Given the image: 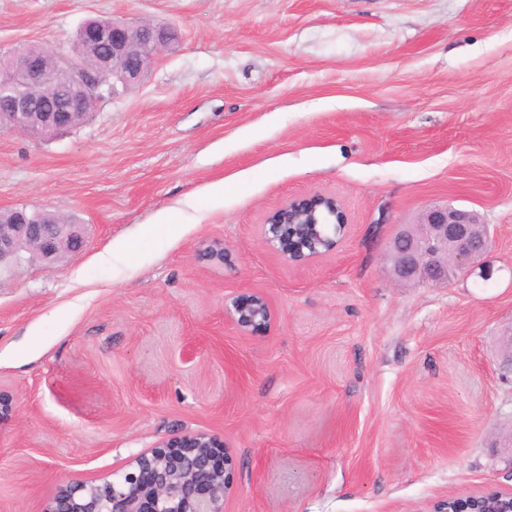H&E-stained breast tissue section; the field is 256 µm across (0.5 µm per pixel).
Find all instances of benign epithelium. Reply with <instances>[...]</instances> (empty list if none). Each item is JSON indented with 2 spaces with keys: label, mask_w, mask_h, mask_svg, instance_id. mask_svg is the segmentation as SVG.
Listing matches in <instances>:
<instances>
[{
  "label": "benign epithelium",
  "mask_w": 512,
  "mask_h": 512,
  "mask_svg": "<svg viewBox=\"0 0 512 512\" xmlns=\"http://www.w3.org/2000/svg\"><path fill=\"white\" fill-rule=\"evenodd\" d=\"M173 40L167 24L114 19L87 23L75 46L54 54V66L17 50L0 53V130L39 135L72 128L98 110L106 90L90 72L83 47L105 48L103 62L121 82L140 78L148 61ZM56 91L69 96L68 107L36 111L39 100ZM15 223L0 226V269L17 266L27 252L45 261L57 259L61 246L76 252L82 238L73 224H34L25 207L14 209ZM347 223L335 196L314 193L295 198L270 212L263 224L264 243L289 262L323 255L305 243L321 237L322 227ZM475 216L451 206L428 209L424 231H404L390 244L395 278L400 282L441 283L457 270L481 265L491 234L477 236ZM272 306L261 292L232 301L231 320L242 333L267 330ZM224 441L204 432H188L135 456L116 479L67 483L44 512H224L233 491L232 461ZM458 512H512V492L491 490L478 497L450 496Z\"/></svg>",
  "instance_id": "obj_1"
}]
</instances>
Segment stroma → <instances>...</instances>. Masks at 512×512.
I'll list each match as a JSON object with an SVG mask.
<instances>
[{"label": "stroma", "mask_w": 512, "mask_h": 512, "mask_svg": "<svg viewBox=\"0 0 512 512\" xmlns=\"http://www.w3.org/2000/svg\"><path fill=\"white\" fill-rule=\"evenodd\" d=\"M109 17L178 40L84 125L0 132V210L83 237L0 271V512L185 432L224 440V512L512 491V0H0V51L65 52ZM317 191L345 234L285 261L263 221ZM437 204L490 226V280L394 279L390 240ZM214 238L220 263L198 251ZM256 290L276 320L245 335L227 308Z\"/></svg>", "instance_id": "stroma-1"}]
</instances>
